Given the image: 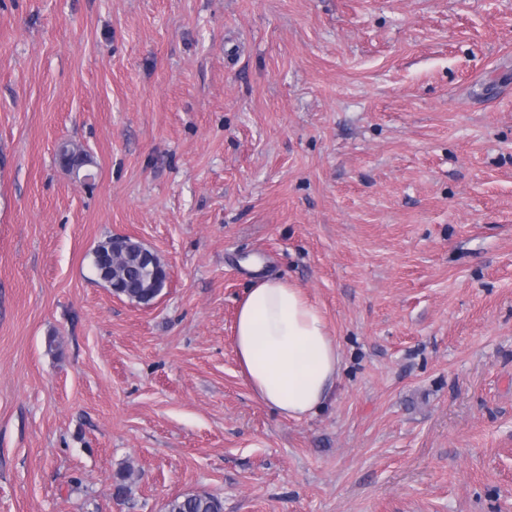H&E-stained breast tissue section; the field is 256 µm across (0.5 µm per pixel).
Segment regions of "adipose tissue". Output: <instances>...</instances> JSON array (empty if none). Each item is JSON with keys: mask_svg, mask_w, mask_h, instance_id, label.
I'll list each match as a JSON object with an SVG mask.
<instances>
[{"mask_svg": "<svg viewBox=\"0 0 512 512\" xmlns=\"http://www.w3.org/2000/svg\"><path fill=\"white\" fill-rule=\"evenodd\" d=\"M232 340L253 396L284 418L312 416L336 386V338L321 308L288 279L265 277L246 291Z\"/></svg>", "mask_w": 512, "mask_h": 512, "instance_id": "adipose-tissue-1", "label": "adipose tissue"}]
</instances>
